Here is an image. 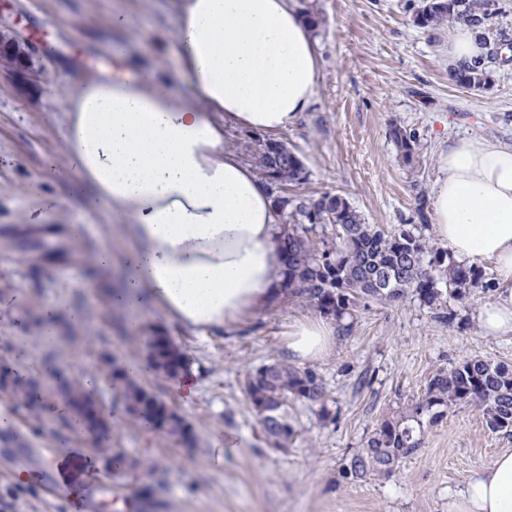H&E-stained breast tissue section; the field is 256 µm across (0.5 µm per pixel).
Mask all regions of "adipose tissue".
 Wrapping results in <instances>:
<instances>
[{"label":"adipose tissue","instance_id":"1","mask_svg":"<svg viewBox=\"0 0 512 512\" xmlns=\"http://www.w3.org/2000/svg\"><path fill=\"white\" fill-rule=\"evenodd\" d=\"M295 0H172L188 103L151 80L85 78L62 88L69 166L133 242L112 295L140 330L142 300L207 336L285 300L276 208L227 143L236 128L275 137L317 95L319 55ZM436 233L458 259L493 260L512 280V144L468 136L438 159ZM335 325L295 324L285 346L305 363L326 356ZM452 512H512V453L472 473Z\"/></svg>","mask_w":512,"mask_h":512}]
</instances>
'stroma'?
Here are the masks:
<instances>
[{
  "label": "stroma",
  "mask_w": 512,
  "mask_h": 512,
  "mask_svg": "<svg viewBox=\"0 0 512 512\" xmlns=\"http://www.w3.org/2000/svg\"><path fill=\"white\" fill-rule=\"evenodd\" d=\"M296 2L318 13L321 24L313 31L318 95L280 136L307 173L293 194L337 191L366 223L416 225L435 237L418 208L420 198L434 196L440 151L463 136L512 143V65L497 69L488 89L471 92L448 76V31L414 25L411 9L420 0ZM118 12L130 19L120 30L112 26ZM7 24L28 38L39 84L25 90L0 74V364L49 389L62 378L78 383L96 374L95 394L116 423L103 453L62 422L53 401L35 420L0 393V409L11 416L0 437L20 448L68 452L80 463L93 459L99 476L118 489L105 512H152L147 485L164 501L162 512H450L472 472L512 452V435L492 432L478 407L459 405L425 425L421 446L391 475L358 482L342 472L381 419L412 408L436 368L475 357L512 364V335L488 336L478 324L487 302L512 291V280L490 260L480 264L490 291L465 305L447 301L453 323L412 296L362 311L352 333L311 364L335 420L322 419L318 406L296 404L290 414L299 434L285 454L262 434L243 380L249 369L284 359L288 332L314 317L313 307L292 298L237 331L203 337L147 304L142 331L130 332L128 312L112 305L130 244L107 205L68 171L56 93L86 75L123 70L136 79L155 76L193 101L178 68L170 0H0V27ZM394 124L416 132L415 166L403 162L390 138ZM103 249L111 250L112 265L98 270L94 258ZM54 304L57 315L46 316ZM49 326L57 334L52 344L41 339ZM158 329L187 350L198 394L186 404L170 379L152 373L139 382L192 426V446L127 417L108 378L112 365L146 360V338ZM215 448L223 449V464H215ZM17 475L0 466V512H64Z\"/></svg>",
  "instance_id": "1"
}]
</instances>
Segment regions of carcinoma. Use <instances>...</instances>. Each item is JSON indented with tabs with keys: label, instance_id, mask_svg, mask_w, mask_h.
<instances>
[{
	"label": "carcinoma",
	"instance_id": "1",
	"mask_svg": "<svg viewBox=\"0 0 512 512\" xmlns=\"http://www.w3.org/2000/svg\"><path fill=\"white\" fill-rule=\"evenodd\" d=\"M500 14L496 0H423L413 11V23L431 31L467 24L483 33L486 51L495 53L512 37L495 24ZM493 73L494 67L479 58L459 64L450 76L460 86L480 91L490 86ZM389 135L403 162L414 165L419 145L416 133L393 125ZM257 159L272 187L297 185L306 178L302 161L283 142L260 144ZM276 208L283 225L278 242L285 255L288 296L336 320L345 335L352 331L351 319L370 301L393 302L414 296L431 308L441 302V282L461 301L490 288L479 266L456 262L448 249L411 229L387 231L366 223L338 193L279 197ZM312 224H332L333 233L315 243L309 236ZM148 360L160 375L182 371L190 364L186 352L165 336L156 337ZM111 378L124 383L123 399L133 417L155 428L169 422L186 441H195L191 426L153 393L128 381L118 369L112 370ZM244 388L263 434L282 453H288L298 435L288 411L295 402L318 404L323 418L331 417L323 382L311 369L302 370L284 360L261 364L248 371ZM0 392L39 414L44 393L32 379L6 364L0 365ZM64 402L79 416L84 408L96 404V398L81 387H71L65 391ZM460 404L477 405L489 429L512 432V368L474 358L437 369L412 412L382 419L363 447L345 459L343 474L361 482L392 474L420 447L417 431L423 427L422 417L433 423Z\"/></svg>",
	"mask_w": 512,
	"mask_h": 512
}]
</instances>
